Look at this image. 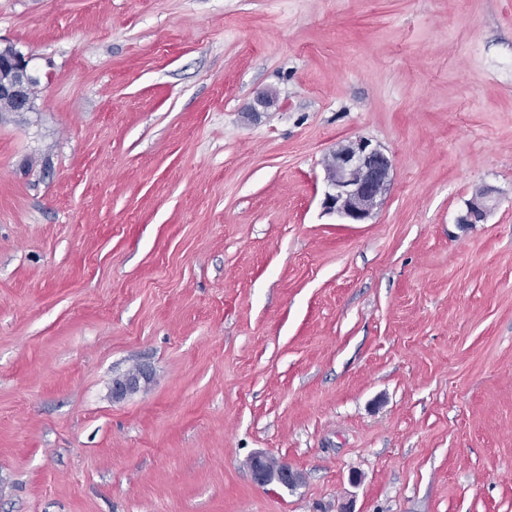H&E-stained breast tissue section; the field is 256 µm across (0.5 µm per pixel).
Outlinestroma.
<instances>
[{"instance_id": "35a3bbf8", "label": "stroma", "mask_w": 512, "mask_h": 512, "mask_svg": "<svg viewBox=\"0 0 512 512\" xmlns=\"http://www.w3.org/2000/svg\"><path fill=\"white\" fill-rule=\"evenodd\" d=\"M0 40L40 77L0 112V512H512V0H0ZM358 138L391 185L346 224ZM392 167V159L368 139L339 145L325 166L323 211L343 223H365L389 189ZM491 191L484 189L480 191L476 196L468 201L467 210L464 215L459 218L458 223L461 224H481L487 220L490 213V207L488 202L490 201ZM149 372L143 368L137 374L122 373L117 375L112 382V397L122 399L129 394L135 393L142 385L148 383Z\"/></svg>"}]
</instances>
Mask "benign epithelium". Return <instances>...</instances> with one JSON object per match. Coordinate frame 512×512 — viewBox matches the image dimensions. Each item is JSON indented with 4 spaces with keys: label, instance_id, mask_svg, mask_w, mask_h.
Wrapping results in <instances>:
<instances>
[{
    "label": "benign epithelium",
    "instance_id": "7a95c632",
    "mask_svg": "<svg viewBox=\"0 0 512 512\" xmlns=\"http://www.w3.org/2000/svg\"><path fill=\"white\" fill-rule=\"evenodd\" d=\"M31 57L13 44L0 46V98L11 102L16 112L33 109L31 88L39 82L30 66ZM392 159L368 139L359 138L339 145L325 166L322 209L347 224H363L381 204L391 184ZM491 191L484 189L468 201L459 218L461 224H481L490 213ZM150 374L122 373L112 382V397L122 399L148 383Z\"/></svg>",
    "mask_w": 512,
    "mask_h": 512
}]
</instances>
